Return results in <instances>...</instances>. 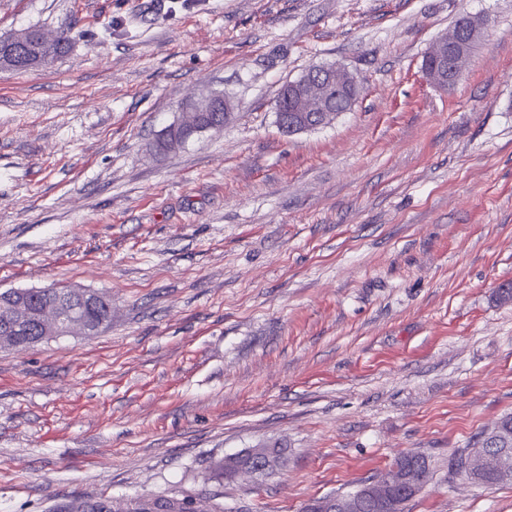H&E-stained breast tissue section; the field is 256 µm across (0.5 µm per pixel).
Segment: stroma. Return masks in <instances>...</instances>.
Returning a JSON list of instances; mask_svg holds the SVG:
<instances>
[{
    "mask_svg": "<svg viewBox=\"0 0 512 512\" xmlns=\"http://www.w3.org/2000/svg\"><path fill=\"white\" fill-rule=\"evenodd\" d=\"M0 0V36L67 33L0 70V292L112 297L94 336L0 349V512L220 491L301 512L417 453L405 512H512L452 472L512 414V0ZM487 29L457 81L429 46ZM334 65L350 110L289 134L282 87ZM234 104L161 155L183 106ZM281 448L269 475L212 478ZM470 39H468V30H457L455 34L437 40L429 49L423 63V72L426 78L435 86H448L449 80H445L442 73L444 72L448 59L454 65L453 69L462 67L457 66V62L462 59L468 50Z\"/></svg>",
    "mask_w": 512,
    "mask_h": 512,
    "instance_id": "obj_1",
    "label": "stroma"
}]
</instances>
